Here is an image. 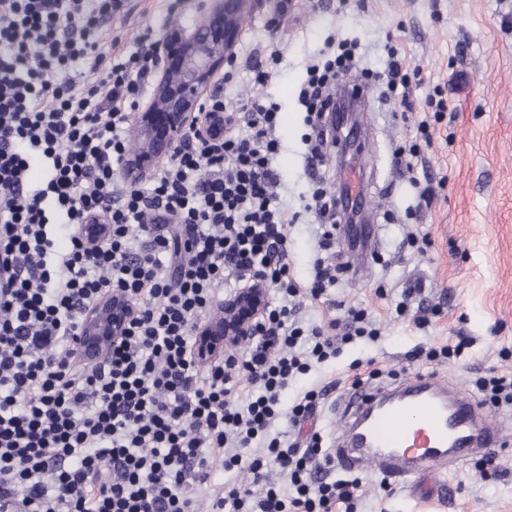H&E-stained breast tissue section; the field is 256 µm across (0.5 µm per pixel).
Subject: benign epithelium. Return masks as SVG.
I'll list each match as a JSON object with an SVG mask.
<instances>
[{
    "mask_svg": "<svg viewBox=\"0 0 512 512\" xmlns=\"http://www.w3.org/2000/svg\"><path fill=\"white\" fill-rule=\"evenodd\" d=\"M270 6L269 25L274 27L278 0H198L200 23L192 27L174 23L164 30L150 96L130 129L135 148L122 167L126 182L149 179L187 132L206 140L223 135L224 113L208 116L205 105L221 98L219 82L224 66L236 61L242 19ZM107 230V225L95 217L80 228L91 246L102 240ZM267 297L268 288L260 280L226 297L222 315L195 328L196 353L205 360L216 358L224 347L249 341L265 313ZM80 318L82 352L97 359L105 354L100 348L103 340L122 336L128 309L121 297L107 295L83 309Z\"/></svg>",
    "mask_w": 512,
    "mask_h": 512,
    "instance_id": "1",
    "label": "benign epithelium"
}]
</instances>
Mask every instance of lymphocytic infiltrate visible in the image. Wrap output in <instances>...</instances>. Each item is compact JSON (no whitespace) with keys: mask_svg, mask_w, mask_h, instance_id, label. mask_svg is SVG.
Segmentation results:
<instances>
[{"mask_svg":"<svg viewBox=\"0 0 512 512\" xmlns=\"http://www.w3.org/2000/svg\"><path fill=\"white\" fill-rule=\"evenodd\" d=\"M126 6L0 0V512H196L192 481L211 512H352L361 482L330 480L321 433L287 444L272 430L303 426L320 404L310 390L283 407L290 379L378 331L355 309L339 336L299 317L297 296L327 298L338 268L317 259L306 286L290 273L296 218L277 192L275 105L211 102L222 139L185 134L148 184H119L128 117L155 65L146 40L102 39ZM355 63L342 43L308 66L307 123ZM384 72L412 109L419 69L392 49ZM93 216L109 232L92 248L79 228ZM256 278L279 303L244 350L200 363L194 325L223 288ZM108 292L131 320L88 366L75 357L78 311ZM272 466L292 494L269 481ZM218 468L247 480L212 483Z\"/></svg>","mask_w":512,"mask_h":512,"instance_id":"obj_1","label":"lymphocytic infiltrate"}]
</instances>
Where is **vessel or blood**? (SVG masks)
I'll list each match as a JSON object with an SVG mask.
<instances>
[{
    "instance_id": "obj_1",
    "label": "vessel or blood",
    "mask_w": 512,
    "mask_h": 512,
    "mask_svg": "<svg viewBox=\"0 0 512 512\" xmlns=\"http://www.w3.org/2000/svg\"><path fill=\"white\" fill-rule=\"evenodd\" d=\"M336 204L366 206L362 176L345 179ZM338 427L339 467L375 468L399 482L422 480L503 441L498 419L483 405L464 389L447 391L426 373L414 374L393 390L365 387L350 393Z\"/></svg>"
}]
</instances>
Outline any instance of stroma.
I'll use <instances>...</instances> for the list:
<instances>
[{
    "instance_id": "35a3bbf8",
    "label": "stroma",
    "mask_w": 512,
    "mask_h": 512,
    "mask_svg": "<svg viewBox=\"0 0 512 512\" xmlns=\"http://www.w3.org/2000/svg\"><path fill=\"white\" fill-rule=\"evenodd\" d=\"M127 13L108 20L105 40L134 46L139 35L160 38L172 22L195 25V0H127ZM237 58L224 83L230 98H245L252 68L270 44L281 48L278 77L259 90L280 112V151L274 165L280 198L298 219L288 228L290 260L301 282L312 278L317 245L315 216L306 211L312 184L305 168L309 128L299 93L307 67L331 41L359 46L347 79L382 70L395 47L425 82L414 93L415 109L385 100L375 87L364 106L369 140L363 152L347 153L362 169L373 206L376 256L367 269L345 271L327 302L303 301L308 322L344 324L345 312L363 310L376 340L344 346L340 356L292 379L283 392L293 402L311 389L327 388L317 427L327 443L336 438V404L347 389L352 362L374 360L399 376L430 373L487 401L479 386L490 376L512 378V0H292L277 28L265 14L244 23ZM439 92L446 110L433 125V144L408 163L396 149L415 140L425 119V99ZM438 316L422 327L419 303ZM466 339L461 360L429 362L422 351ZM499 474L485 477L476 460L451 467L441 483L448 499L419 498L378 472L362 473L357 512H512V405Z\"/></svg>"
}]
</instances>
